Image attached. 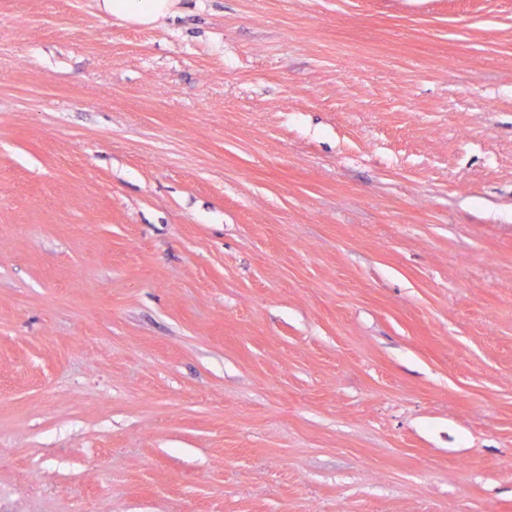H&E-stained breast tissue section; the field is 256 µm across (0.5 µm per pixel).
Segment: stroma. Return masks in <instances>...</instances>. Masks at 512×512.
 Listing matches in <instances>:
<instances>
[{
	"mask_svg": "<svg viewBox=\"0 0 512 512\" xmlns=\"http://www.w3.org/2000/svg\"><path fill=\"white\" fill-rule=\"evenodd\" d=\"M0 0V512H512V0ZM173 0H99L100 11L135 22L148 24L173 11Z\"/></svg>",
	"mask_w": 512,
	"mask_h": 512,
	"instance_id": "stroma-1",
	"label": "stroma"
}]
</instances>
